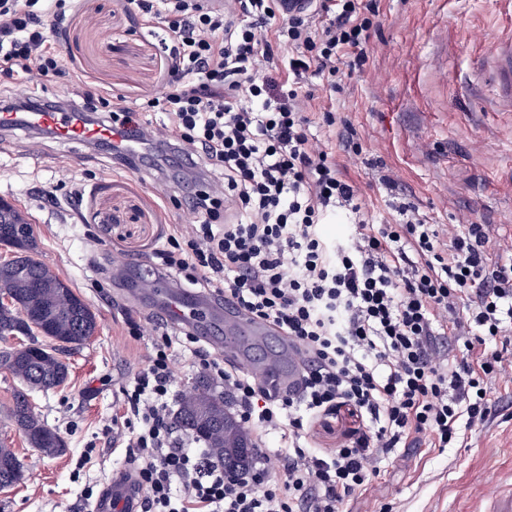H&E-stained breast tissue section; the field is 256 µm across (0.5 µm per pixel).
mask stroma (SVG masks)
I'll list each match as a JSON object with an SVG mask.
<instances>
[{
  "label": "stroma",
  "instance_id": "obj_1",
  "mask_svg": "<svg viewBox=\"0 0 512 512\" xmlns=\"http://www.w3.org/2000/svg\"><path fill=\"white\" fill-rule=\"evenodd\" d=\"M379 34L362 70L347 72L336 90L307 75L322 107L352 124L360 154L337 151L343 173L358 183L370 222L394 220L395 204L414 202L432 224L467 219L500 228L512 252V107L478 64L512 35L503 0H377ZM61 50L74 73L38 83L0 74L14 95L113 94L131 103L163 90L168 54L160 34L129 0H71ZM389 176L392 188L381 184ZM0 199L32 225L36 257L92 309L98 331L68 347L66 381L30 396L32 408L56 429L64 453L31 447L10 418L18 385L0 369V441L23 464V478L0 489V512H90L87 490H100L125 467L121 388L143 367L160 322L151 299L136 295L135 273H150L169 225L190 230L185 205L159 199L155 179L129 173L111 154L21 133L0 140ZM143 335H127L125 314ZM497 412L469 432L465 447L409 448L406 464L379 461V474L342 512H479L486 479L512 472V380L495 385ZM91 454L84 468L81 455Z\"/></svg>",
  "mask_w": 512,
  "mask_h": 512
}]
</instances>
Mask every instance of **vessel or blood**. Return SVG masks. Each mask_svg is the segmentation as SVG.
Returning <instances> with one entry per match:
<instances>
[{
	"label": "vessel or blood",
	"mask_w": 512,
	"mask_h": 512,
	"mask_svg": "<svg viewBox=\"0 0 512 512\" xmlns=\"http://www.w3.org/2000/svg\"><path fill=\"white\" fill-rule=\"evenodd\" d=\"M489 59L491 73L501 83L512 85V43L499 42ZM32 133L47 131L56 140L68 145L99 144L110 147L121 167L134 170L146 151L141 137L120 134L111 126L89 124L76 112H1L0 132L16 129ZM144 291L161 297V321L197 328L203 310L224 316V355L242 363L250 375L260 382L278 380L292 382L299 372L295 348L286 336L267 322L245 314L231 298L211 296L195 298L192 291L182 288L176 276L165 272L145 281ZM489 490L485 512H512V485H504L497 474L487 478ZM142 492L134 477L127 473L112 476L104 485L93 512H139Z\"/></svg>",
	"instance_id": "b4317fda"
}]
</instances>
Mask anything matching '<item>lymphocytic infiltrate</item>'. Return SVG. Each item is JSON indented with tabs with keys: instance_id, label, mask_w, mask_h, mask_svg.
Masks as SVG:
<instances>
[{
	"instance_id": "lymphocytic-infiltrate-1",
	"label": "lymphocytic infiltrate",
	"mask_w": 512,
	"mask_h": 512,
	"mask_svg": "<svg viewBox=\"0 0 512 512\" xmlns=\"http://www.w3.org/2000/svg\"><path fill=\"white\" fill-rule=\"evenodd\" d=\"M66 0H0V72L59 77L66 62L48 22ZM171 43L165 92L134 105L125 96L68 106L114 130L137 128L142 166L161 181L180 166L196 184L190 233L172 229L156 258L230 296L293 342L295 388L259 384L198 347L192 331H161L154 353L122 388L126 461L142 512H339L395 449L465 441L495 411L491 393L512 375V255L494 224L428 223L409 201L387 224L312 126L306 74L335 87L362 68L378 30L374 0H314L283 12L279 0H136ZM268 74L256 80L253 72ZM345 216V237L324 224ZM223 382L254 463L225 472L176 425L172 354ZM362 423L331 450L309 447L310 425L336 407ZM282 476L268 478L272 466Z\"/></svg>"
}]
</instances>
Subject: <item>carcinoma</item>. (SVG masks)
I'll return each mask as SVG.
<instances>
[{"label": "carcinoma", "mask_w": 512, "mask_h": 512, "mask_svg": "<svg viewBox=\"0 0 512 512\" xmlns=\"http://www.w3.org/2000/svg\"><path fill=\"white\" fill-rule=\"evenodd\" d=\"M5 240L21 245V249L17 250L14 266L0 268V290H8L16 300L12 306H0V333L19 324L22 306L35 321L48 316L49 335L62 339L66 345L86 342L97 327L95 313L64 280L34 259L36 242L31 224H21L11 212L0 210V241ZM61 351V347L45 352L29 349L15 355L13 349H3L10 361V373L20 382L13 395L11 418L25 429L28 443H36V447L50 455L64 451L57 442L60 435L34 412L30 394L65 382L69 368L59 356ZM177 423L187 436L204 442L225 470L246 472L251 467L253 447L237 425H225L224 399L208 393L185 398ZM22 476L23 466L16 453L1 444L0 484L12 486Z\"/></svg>", "instance_id": "carcinoma-1"}]
</instances>
